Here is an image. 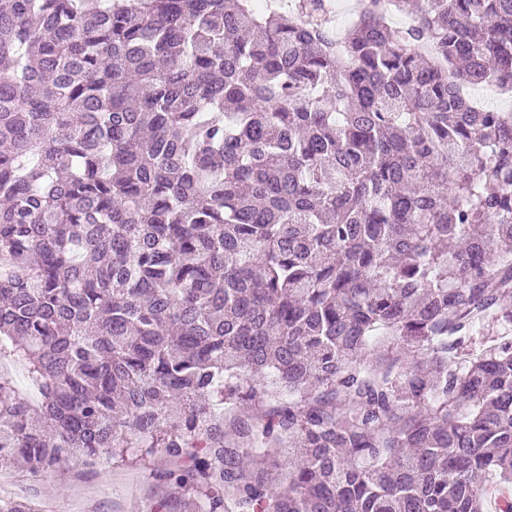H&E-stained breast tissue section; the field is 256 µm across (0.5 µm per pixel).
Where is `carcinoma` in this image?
Segmentation results:
<instances>
[{
    "instance_id": "obj_1",
    "label": "carcinoma",
    "mask_w": 512,
    "mask_h": 512,
    "mask_svg": "<svg viewBox=\"0 0 512 512\" xmlns=\"http://www.w3.org/2000/svg\"><path fill=\"white\" fill-rule=\"evenodd\" d=\"M331 13L0 0L1 462L512 512V0Z\"/></svg>"
}]
</instances>
